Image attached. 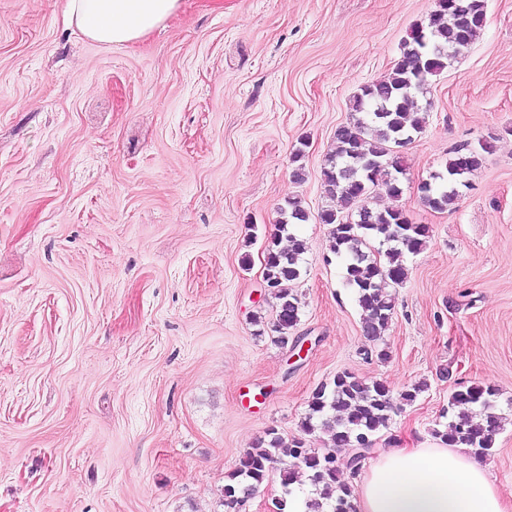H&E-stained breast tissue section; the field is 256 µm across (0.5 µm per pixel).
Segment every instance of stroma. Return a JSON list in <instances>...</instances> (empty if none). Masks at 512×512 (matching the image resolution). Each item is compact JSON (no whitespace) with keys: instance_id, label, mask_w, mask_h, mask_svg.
Here are the masks:
<instances>
[{"instance_id":"obj_1","label":"stroma","mask_w":512,"mask_h":512,"mask_svg":"<svg viewBox=\"0 0 512 512\" xmlns=\"http://www.w3.org/2000/svg\"><path fill=\"white\" fill-rule=\"evenodd\" d=\"M435 0H182L135 45L66 24V0H0V512H224L267 429L301 436L312 392L378 380V448L437 447L449 395L494 385L483 463L512 500V0L430 77L403 193L427 225L373 355L329 249L323 168L362 86ZM493 144L453 210L420 200L453 149ZM302 177H295V169ZM309 213L301 301L276 340L263 281L279 209ZM428 387L414 402L401 394Z\"/></svg>"}]
</instances>
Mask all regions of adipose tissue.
Wrapping results in <instances>:
<instances>
[{"label": "adipose tissue", "mask_w": 512, "mask_h": 512, "mask_svg": "<svg viewBox=\"0 0 512 512\" xmlns=\"http://www.w3.org/2000/svg\"><path fill=\"white\" fill-rule=\"evenodd\" d=\"M181 0H69L68 22L107 48L139 42L180 10ZM359 512H512L488 469L462 449L380 452L358 484Z\"/></svg>", "instance_id": "obj_1"}]
</instances>
